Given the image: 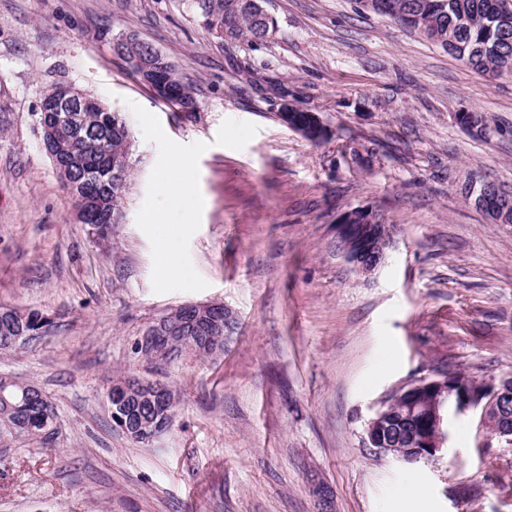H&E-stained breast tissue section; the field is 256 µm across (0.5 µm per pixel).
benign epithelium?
I'll return each instance as SVG.
<instances>
[{
    "label": "benign epithelium",
    "mask_w": 512,
    "mask_h": 512,
    "mask_svg": "<svg viewBox=\"0 0 512 512\" xmlns=\"http://www.w3.org/2000/svg\"><path fill=\"white\" fill-rule=\"evenodd\" d=\"M131 65L141 83L153 95L180 110L184 109L183 105L171 99L168 83L158 76V70L167 65L164 55L157 51L149 60L136 57ZM42 101L49 102V106L39 105L37 123L40 134L47 140L49 157L55 163L57 158L68 155L71 162L78 163L77 158L72 156L73 141L59 139L54 126L46 123L45 116L50 107L55 112L81 111L83 105L80 95L71 85L59 84L44 95ZM278 118L288 128L310 141L321 142L330 135V130L318 113L300 112L293 101L286 98L280 103ZM494 195V189L483 182L481 191L471 189L467 200L500 224L512 222V205L496 202ZM338 233L346 259L356 273L364 276L373 274L384 263L387 250L393 242V227L383 223L378 214L369 209L356 208L345 212L338 223ZM190 318L210 319L214 337L204 347V352L210 357L223 353L232 339L237 316L228 307L217 303L186 304L173 309L170 315L156 320L138 337L139 349L150 354L158 363L170 360L171 348L178 338L179 329ZM453 377L452 373H440L408 387L412 394L408 408L413 415L418 411L423 412V419L414 421L416 429L405 441L384 434L385 420L403 393H397L386 402L367 423V443L371 450L379 456H390L407 463L437 456L442 452L447 439L448 412L451 409L458 413L480 409L482 428L499 439L512 441V376L504 377L494 385L470 381L461 390L452 384ZM147 384L152 385L151 391L164 408L163 413L132 421L120 415L116 419L119 422L117 428L122 432L150 441L158 438L172 424V409L177 405L178 398L166 383L124 377L113 382L108 392V401L132 407L138 400L140 387Z\"/></svg>",
    "instance_id": "obj_1"
}]
</instances>
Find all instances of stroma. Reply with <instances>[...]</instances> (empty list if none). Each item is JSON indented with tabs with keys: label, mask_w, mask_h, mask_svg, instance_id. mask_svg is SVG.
<instances>
[{
	"label": "stroma",
	"mask_w": 512,
	"mask_h": 512,
	"mask_svg": "<svg viewBox=\"0 0 512 512\" xmlns=\"http://www.w3.org/2000/svg\"><path fill=\"white\" fill-rule=\"evenodd\" d=\"M191 2L0 0V305L55 321L0 356V374L40 388L60 428L47 448L0 435V512H512V442L476 412L449 413L445 450L416 463L374 454L365 433L420 378L512 375V224L461 194L483 181L512 193V77L478 73L355 0H267L276 27L257 44L209 32ZM126 34L175 64L195 111L139 82L115 51ZM59 81L130 128L108 249L76 222L38 145L40 98ZM286 97L331 137L282 124ZM472 110L486 133L458 123ZM177 156L197 196L172 206L157 178ZM354 208L396 229L366 278L338 236ZM152 212L161 223H146ZM211 302L239 319L222 356L159 366L134 353L155 319ZM128 374L180 396L146 445L106 400Z\"/></svg>",
	"instance_id": "1"
}]
</instances>
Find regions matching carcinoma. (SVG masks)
<instances>
[{"mask_svg": "<svg viewBox=\"0 0 512 512\" xmlns=\"http://www.w3.org/2000/svg\"><path fill=\"white\" fill-rule=\"evenodd\" d=\"M375 11L401 26L404 15L413 10L419 0H377ZM412 30L434 41L435 34H445L455 42L451 54L472 69L496 78L512 73V0H432ZM193 6L203 25L231 39L260 42L269 34L254 20L247 0H193ZM169 80L172 94L181 104L196 107L192 88L178 75L176 68L161 74ZM84 117L83 137L74 142V151L81 160L77 172L84 173L82 186L85 196L98 202L85 214L92 234H101L105 224L121 221V204L132 173V162L120 159L121 151H131L129 129L117 112L101 108V102L88 96ZM42 312L19 311L0 306V354L23 347L14 341L17 336H30L39 325ZM0 429L42 445L57 439V414L48 398L34 400L23 407L14 426L0 423Z\"/></svg>", "mask_w": 512, "mask_h": 512, "instance_id": "cac0c4a2", "label": "carcinoma"}]
</instances>
